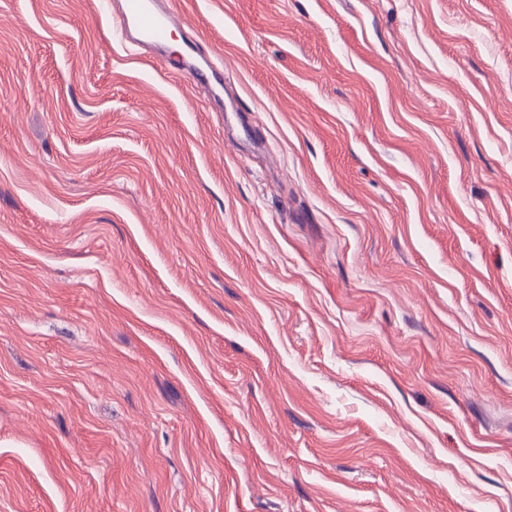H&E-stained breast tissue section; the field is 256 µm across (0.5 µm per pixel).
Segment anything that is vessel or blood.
<instances>
[{"mask_svg":"<svg viewBox=\"0 0 512 512\" xmlns=\"http://www.w3.org/2000/svg\"><path fill=\"white\" fill-rule=\"evenodd\" d=\"M176 20L173 8H160L157 0H121L113 26L122 37L135 34L140 43L158 48L163 46ZM183 67L195 76L198 85L209 89L213 98H220L222 75L197 52L195 45H188L183 56Z\"/></svg>","mask_w":512,"mask_h":512,"instance_id":"b4317fda","label":"vessel or blood"}]
</instances>
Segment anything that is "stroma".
Here are the masks:
<instances>
[{
	"label": "stroma",
	"instance_id": "obj_1",
	"mask_svg": "<svg viewBox=\"0 0 512 512\" xmlns=\"http://www.w3.org/2000/svg\"><path fill=\"white\" fill-rule=\"evenodd\" d=\"M176 5L0 0V512H512V0ZM105 2L115 32L121 37L132 38V31L136 30L140 35L137 40L151 48L163 46L177 20L173 8H160L157 0H121L117 17L113 15L112 1ZM183 68L195 76L198 85L209 89L214 100L221 99L222 75L212 67L205 57L197 52L194 43L187 45L183 56Z\"/></svg>",
	"mask_w": 512,
	"mask_h": 512
}]
</instances>
